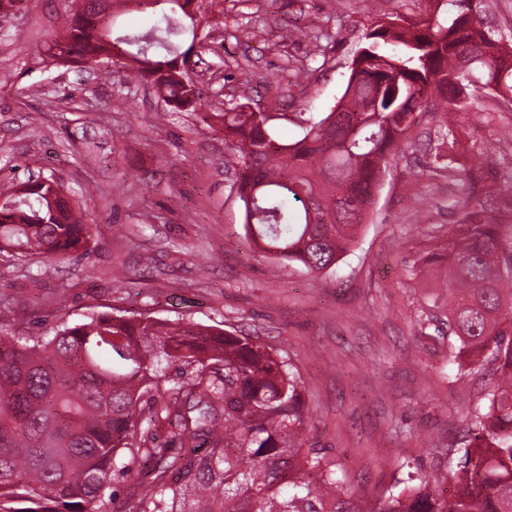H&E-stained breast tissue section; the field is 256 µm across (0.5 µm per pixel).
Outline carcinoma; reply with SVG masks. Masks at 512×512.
Instances as JSON below:
<instances>
[{
	"label": "carcinoma",
	"instance_id": "1",
	"mask_svg": "<svg viewBox=\"0 0 512 512\" xmlns=\"http://www.w3.org/2000/svg\"><path fill=\"white\" fill-rule=\"evenodd\" d=\"M204 0H140L149 27H123L100 0H84L45 67L117 65L131 57L140 77L174 112H199L242 166L233 184L247 237L284 264L319 272L355 241L374 189L402 139L427 106L448 113L482 89L512 93L506 47L480 19L482 0H448L446 26L385 21L367 34L336 109L283 144L265 112L235 106L203 112V90L188 80ZM424 94L427 105L416 104ZM439 144L432 168L451 171ZM55 173L26 194L0 193V249L56 257L87 249L94 224L74 207L52 206ZM448 335L466 351H490L494 377L468 403L467 439L448 449L446 471L371 502L344 491L336 462L307 445L304 382L290 363L249 336L148 313L95 311L53 334L0 322V512H92L113 475L127 474L120 452L153 463L149 481L130 487L129 512H512V225L481 205L463 211L448 240ZM175 367L176 376L162 374ZM167 428L179 449L155 433ZM451 484L446 495L439 490Z\"/></svg>",
	"mask_w": 512,
	"mask_h": 512
}]
</instances>
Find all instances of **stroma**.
<instances>
[{
  "label": "stroma",
  "mask_w": 512,
  "mask_h": 512,
  "mask_svg": "<svg viewBox=\"0 0 512 512\" xmlns=\"http://www.w3.org/2000/svg\"><path fill=\"white\" fill-rule=\"evenodd\" d=\"M65 10L64 0H28L22 15L0 21V192L56 173L97 230L88 251L66 262L0 253V310L33 335L112 308L260 337L300 373L308 441L335 459L349 492L377 500L408 473L442 468L467 436L459 390L480 397L493 366L474 353L449 364L452 341L437 332L448 293L434 283L466 198L495 222L512 214L490 184L512 175V141L502 136L512 104L478 91L452 131L423 112L350 251L311 272L251 248L224 136L196 113L171 111L125 68L107 78L74 65L41 69ZM208 11L214 25L195 80L209 111L267 112L285 144L334 110L378 22L450 16L447 0H213ZM237 27L249 40L227 37ZM288 27L304 37L282 42ZM296 61L309 66V83L298 82ZM487 112L499 114L496 125L482 123ZM450 132L461 164L485 168L476 190L428 167L426 142ZM124 463L130 476H114L93 512H126L130 477L145 464L129 455Z\"/></svg>",
  "instance_id": "1"
}]
</instances>
